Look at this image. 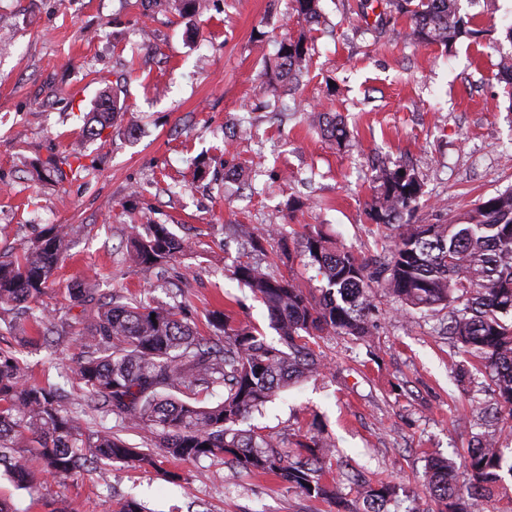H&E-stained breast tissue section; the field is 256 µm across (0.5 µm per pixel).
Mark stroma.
Masks as SVG:
<instances>
[{"label":"stroma","instance_id":"35a3bbf8","mask_svg":"<svg viewBox=\"0 0 512 512\" xmlns=\"http://www.w3.org/2000/svg\"><path fill=\"white\" fill-rule=\"evenodd\" d=\"M310 23L291 0H201L183 18L140 0H0V254H18L51 224L72 239L43 297L46 314H70L67 290L84 279L106 294L157 303L184 295L202 335L211 312L233 316L277 342L267 310L233 276L248 247L232 231L277 227L262 262L301 287L321 278L289 258L319 231L359 256L392 244L367 216L383 170L414 168L419 224H444L512 187V87L498 62L512 53V0H460L476 34L417 43L388 0H320ZM309 53L299 84L270 69L282 40ZM126 110L101 138L83 135L102 91ZM341 115L345 147L321 134L317 115ZM85 172L45 180L46 159ZM166 225L192 247L166 282L131 266V230ZM370 334L319 342L325 367L268 402L250 423L286 449L322 427L336 461L372 484L398 488L402 507L437 512L425 486L428 457L464 454L487 431V377L440 330L441 315L403 312L376 292ZM72 347L49 357L27 348L34 382L71 389ZM14 512H116L136 499L146 512H336L274 476H230L223 460L160 457L157 467L114 464L106 473L50 479L20 490L0 474Z\"/></svg>","mask_w":512,"mask_h":512}]
</instances>
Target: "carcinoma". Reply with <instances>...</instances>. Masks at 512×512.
I'll use <instances>...</instances> for the list:
<instances>
[{
    "mask_svg": "<svg viewBox=\"0 0 512 512\" xmlns=\"http://www.w3.org/2000/svg\"><path fill=\"white\" fill-rule=\"evenodd\" d=\"M320 0H293V10L309 22L320 17ZM409 17V37L448 45L467 33L459 0H392ZM197 0H160L164 10L187 16ZM307 54L304 42L283 41L276 54L280 78L299 79ZM121 111L117 99L100 96L84 126L89 139L101 137ZM323 136L341 147L350 133L344 121L322 115ZM422 194L416 173L396 167L380 177L369 209L371 221L394 234L393 244L375 272L366 260L319 232L299 243L306 265L316 268L320 294L301 287L270 267L238 264L234 276L265 305L280 346L248 326H234L222 312L211 315L218 337L199 334L186 300L153 306L141 300L120 303L76 281L68 297L91 321L73 325L36 314L33 304L77 232L56 224L31 241L21 255L0 261V310L17 321L34 323L36 335L21 341L51 352L66 344L80 348L69 367L82 401L63 403L64 394L29 381L26 367L0 349V466L19 486L37 476L68 478L86 468L120 463L132 469L156 466L149 451L127 445L112 429L90 416L110 412L143 432L144 442L175 459L222 458L233 475L273 474L299 492L335 500L342 485L358 488L366 512H390L394 487L365 484L350 469L332 473L335 445L322 432L285 450L273 436L239 423L276 397L291 382L324 368L314 345L328 335H369L374 289L380 288L405 310L446 311L448 338L479 360L497 402L512 416V188L488 198L447 224H413ZM189 248L164 224L143 236L132 233L128 260L163 276L166 266ZM222 398L208 402L215 388ZM505 449L494 434H483L467 449L462 467L448 458L427 459L429 492L441 512H478L482 491L501 480ZM508 465V464H506ZM512 475V463L506 469ZM466 482L460 483L459 472Z\"/></svg>",
    "mask_w": 512,
    "mask_h": 512,
    "instance_id": "carcinoma-1",
    "label": "carcinoma"
}]
</instances>
